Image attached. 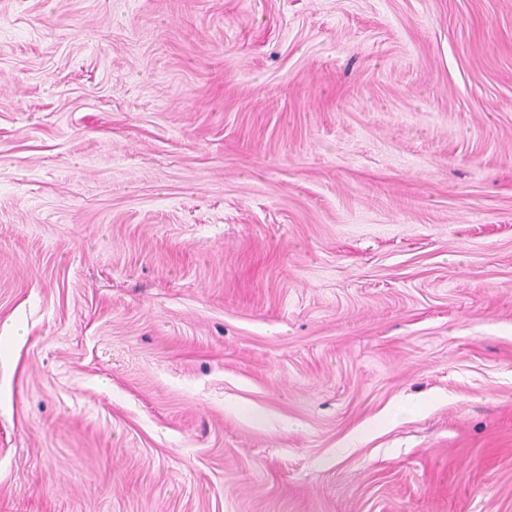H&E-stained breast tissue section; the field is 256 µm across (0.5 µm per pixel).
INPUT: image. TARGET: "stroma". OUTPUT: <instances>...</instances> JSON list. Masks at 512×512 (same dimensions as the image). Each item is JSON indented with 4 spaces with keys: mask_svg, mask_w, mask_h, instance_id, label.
Returning <instances> with one entry per match:
<instances>
[{
    "mask_svg": "<svg viewBox=\"0 0 512 512\" xmlns=\"http://www.w3.org/2000/svg\"><path fill=\"white\" fill-rule=\"evenodd\" d=\"M0 512H512V0H0Z\"/></svg>",
    "mask_w": 512,
    "mask_h": 512,
    "instance_id": "obj_1",
    "label": "stroma"
}]
</instances>
